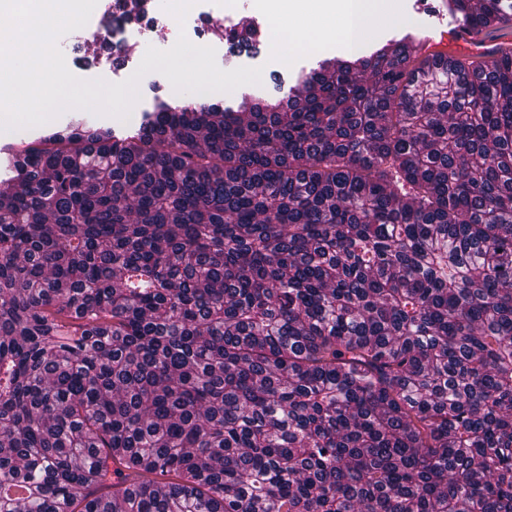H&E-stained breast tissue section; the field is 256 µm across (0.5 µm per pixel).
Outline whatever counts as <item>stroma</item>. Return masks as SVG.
<instances>
[{
  "instance_id": "35a3bbf8",
  "label": "stroma",
  "mask_w": 512,
  "mask_h": 512,
  "mask_svg": "<svg viewBox=\"0 0 512 512\" xmlns=\"http://www.w3.org/2000/svg\"><path fill=\"white\" fill-rule=\"evenodd\" d=\"M207 9L190 17V30L196 45L213 47L216 63L224 70L241 66L258 67L262 70V81L257 85H244L233 92H214L206 95L195 93L173 94L169 80L161 73L150 72L139 83L141 98L135 104L128 121L109 116L96 117L97 126L112 129L115 135L123 136L136 131L146 114L153 112L157 99L172 100L179 104H195L201 101L223 107L235 108L246 99L267 96L284 97L299 79L317 68L320 60L327 57L369 54L378 40L401 38L408 30L424 23L423 11L428 5L440 0H395L394 14L381 17L370 36L357 37L349 46H339L329 34H321L317 48L295 49L287 64H278L271 45L272 25L268 15L256 5V0H234L232 12H224L223 0H208ZM102 9L93 10L88 23L65 36L63 53L67 68L82 79L111 80L117 83L127 80L139 67L146 52L145 45L123 44L114 48L112 34L107 33L102 19ZM250 17L261 32L257 49L246 52H230L226 40L213 33L214 26L231 30L242 17Z\"/></svg>"
}]
</instances>
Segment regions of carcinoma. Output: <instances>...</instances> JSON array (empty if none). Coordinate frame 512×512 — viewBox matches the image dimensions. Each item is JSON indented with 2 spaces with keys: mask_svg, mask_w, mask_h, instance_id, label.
Returning <instances> with one entry per match:
<instances>
[{
  "mask_svg": "<svg viewBox=\"0 0 512 512\" xmlns=\"http://www.w3.org/2000/svg\"><path fill=\"white\" fill-rule=\"evenodd\" d=\"M12 169L0 512H512L511 47L382 41Z\"/></svg>",
  "mask_w": 512,
  "mask_h": 512,
  "instance_id": "cac0c4a2",
  "label": "carcinoma"
}]
</instances>
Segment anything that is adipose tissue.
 <instances>
[{
    "instance_id": "ef3b65f1",
    "label": "adipose tissue",
    "mask_w": 512,
    "mask_h": 512,
    "mask_svg": "<svg viewBox=\"0 0 512 512\" xmlns=\"http://www.w3.org/2000/svg\"><path fill=\"white\" fill-rule=\"evenodd\" d=\"M277 36L294 45L310 43L326 21H333L346 42L358 36L373 15V0H258Z\"/></svg>"
}]
</instances>
